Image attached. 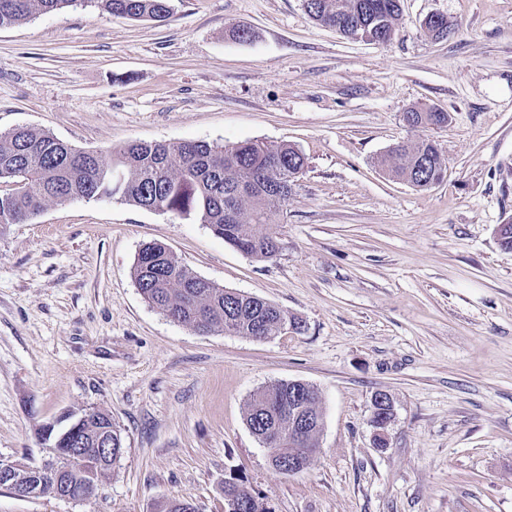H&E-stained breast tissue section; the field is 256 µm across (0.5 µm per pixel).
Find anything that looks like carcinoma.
<instances>
[{
    "label": "carcinoma",
    "instance_id": "cac0c4a2",
    "mask_svg": "<svg viewBox=\"0 0 512 512\" xmlns=\"http://www.w3.org/2000/svg\"><path fill=\"white\" fill-rule=\"evenodd\" d=\"M79 0H0V29L16 25L33 13H51ZM102 12L129 19L162 20L169 16V0H92ZM310 16L347 38L391 40L400 16V0H303ZM410 127L448 123V113L410 111ZM391 172L413 187L427 189L440 182L447 169L438 144L431 139L403 141L388 153ZM305 157L290 145L268 147L254 142L214 146L208 142L131 143L107 162L102 156L77 150L54 135L28 127L0 133V182L11 185L0 192V228L25 224L49 203L76 198L119 197L142 208L155 204L180 217L200 215L224 242L241 253L265 260L279 246L255 226L270 224L287 201L293 181L281 185L270 177L273 170L298 176ZM235 219L227 221L226 210ZM133 276L141 294L177 322L203 332L255 335L260 325L266 336L283 331L282 322L296 320L282 308L255 296L219 287L182 265L161 243L145 245L139 252ZM288 382L272 385L256 396L247 413L253 432L271 420L270 405L288 397ZM112 430V462L123 455L124 439L112 416L92 411L89 421L68 435L59 446V462L78 453L97 461L95 441ZM243 512H267L265 502L246 489L238 490Z\"/></svg>",
    "mask_w": 512,
    "mask_h": 512
}]
</instances>
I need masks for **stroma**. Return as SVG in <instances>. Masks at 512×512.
Listing matches in <instances>:
<instances>
[{
  "instance_id": "1",
  "label": "stroma",
  "mask_w": 512,
  "mask_h": 512,
  "mask_svg": "<svg viewBox=\"0 0 512 512\" xmlns=\"http://www.w3.org/2000/svg\"><path fill=\"white\" fill-rule=\"evenodd\" d=\"M169 5L131 20L88 0L0 29V132L106 159L133 142L295 146L304 171L260 227L280 249L256 260L200 217L105 197L1 229L0 458L41 462V425L92 409L124 453L90 501L0 489V512H224L231 478L275 512H512V252L496 236L512 216V0H400L386 43L343 37L302 0ZM415 108L450 118L413 129ZM420 137L447 161L426 190L382 163ZM151 242L300 330L255 340L171 321L132 275ZM289 380L317 388L323 412L295 475L246 421L256 393ZM380 391L395 408L382 450Z\"/></svg>"
}]
</instances>
